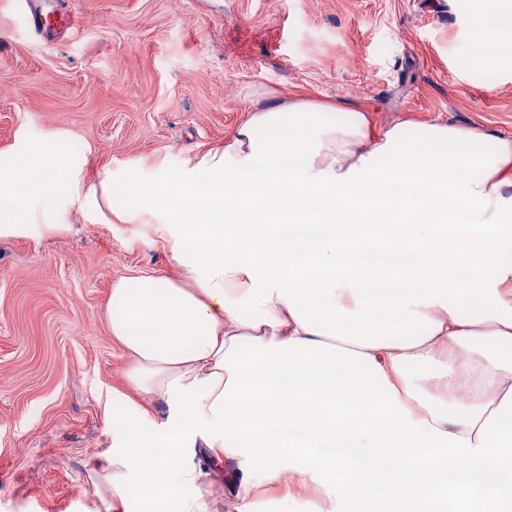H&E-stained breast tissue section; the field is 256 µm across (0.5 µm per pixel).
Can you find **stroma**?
Returning a JSON list of instances; mask_svg holds the SVG:
<instances>
[{
  "mask_svg": "<svg viewBox=\"0 0 512 512\" xmlns=\"http://www.w3.org/2000/svg\"><path fill=\"white\" fill-rule=\"evenodd\" d=\"M73 29L26 28L0 0V158L16 138L69 130L87 176L151 180L222 145L262 93L336 102L375 131L426 125L512 138V73L467 54L459 0H51ZM179 274L157 225L0 237V512H99L91 471L125 407V359L103 316L112 285ZM183 490L233 512L224 474Z\"/></svg>",
  "mask_w": 512,
  "mask_h": 512,
  "instance_id": "obj_1",
  "label": "stroma"
}]
</instances>
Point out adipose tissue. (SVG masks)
Segmentation results:
<instances>
[{
  "mask_svg": "<svg viewBox=\"0 0 512 512\" xmlns=\"http://www.w3.org/2000/svg\"><path fill=\"white\" fill-rule=\"evenodd\" d=\"M479 62L512 70V0H464ZM56 131L0 163V235L71 212L150 216L179 279L121 278L105 314L128 392L163 402L96 466L107 512H205L191 456L234 512H512V138L453 125L372 135L364 112L273 101L151 183L87 182ZM301 224L327 225L307 236ZM241 229L233 250L226 227ZM375 255L357 264L352 254ZM202 477L195 485L183 488L187 497L201 496L206 512H233V496L224 483V472L202 462Z\"/></svg>",
  "mask_w": 512,
  "mask_h": 512,
  "instance_id": "obj_1",
  "label": "adipose tissue"
}]
</instances>
